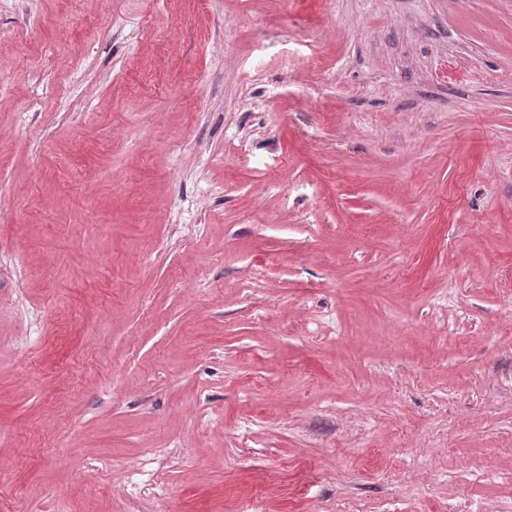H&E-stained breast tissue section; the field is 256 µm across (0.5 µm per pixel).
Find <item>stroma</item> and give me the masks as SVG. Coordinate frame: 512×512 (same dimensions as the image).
I'll return each mask as SVG.
<instances>
[{
    "label": "stroma",
    "instance_id": "stroma-1",
    "mask_svg": "<svg viewBox=\"0 0 512 512\" xmlns=\"http://www.w3.org/2000/svg\"><path fill=\"white\" fill-rule=\"evenodd\" d=\"M0 512H512V0H0Z\"/></svg>",
    "mask_w": 512,
    "mask_h": 512
}]
</instances>
